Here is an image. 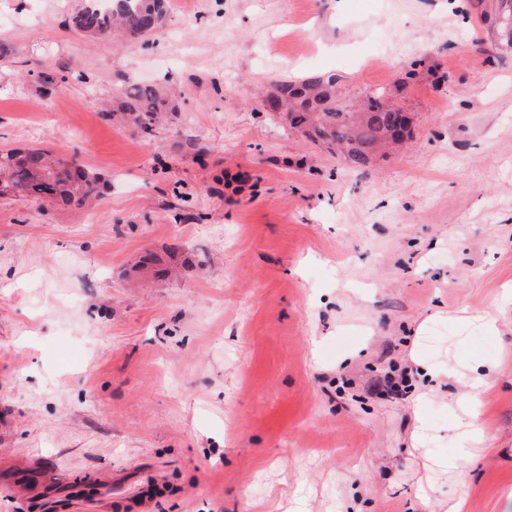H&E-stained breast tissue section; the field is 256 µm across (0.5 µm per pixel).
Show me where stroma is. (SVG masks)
<instances>
[{"label":"stroma","instance_id":"35a3bbf8","mask_svg":"<svg viewBox=\"0 0 512 512\" xmlns=\"http://www.w3.org/2000/svg\"><path fill=\"white\" fill-rule=\"evenodd\" d=\"M83 3L0 0V150L105 183L0 199V512H512V50L470 0H169L145 43ZM309 75L400 85L412 138L289 131L261 96ZM164 100L157 87L152 85L134 87L116 101L114 113L129 126L137 128L145 135H152L159 124Z\"/></svg>","mask_w":512,"mask_h":512}]
</instances>
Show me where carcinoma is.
I'll list each match as a JSON object with an SVG mask.
<instances>
[{"label":"carcinoma","instance_id":"cac0c4a2","mask_svg":"<svg viewBox=\"0 0 512 512\" xmlns=\"http://www.w3.org/2000/svg\"><path fill=\"white\" fill-rule=\"evenodd\" d=\"M479 17L508 19L494 38L512 48V0H475ZM166 0H86L77 11L74 29L89 39L120 31L132 41L151 37L163 27ZM391 91L380 88L354 105L336 93V76H306L271 85L269 103L282 110L278 119L328 152L339 149L351 163L365 167L376 151L411 134L401 113L393 109ZM164 100L157 87L137 86L116 101L114 112L129 126L152 135ZM15 189L14 198H37L51 204L82 206L101 197V177L77 161L53 165L43 149H11L0 153V185Z\"/></svg>","mask_w":512,"mask_h":512}]
</instances>
